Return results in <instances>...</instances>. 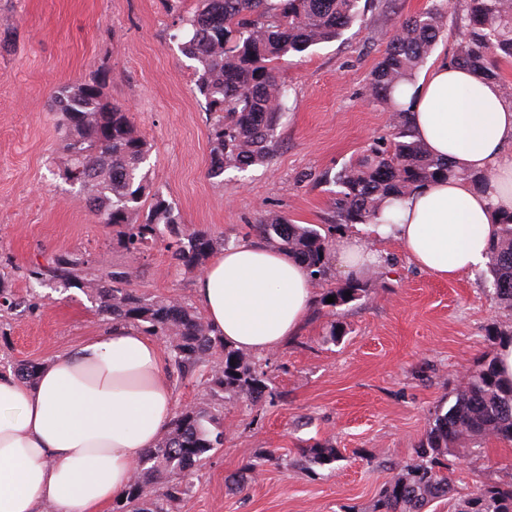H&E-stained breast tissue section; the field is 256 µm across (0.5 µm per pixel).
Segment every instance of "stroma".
Segmentation results:
<instances>
[{"mask_svg":"<svg viewBox=\"0 0 512 512\" xmlns=\"http://www.w3.org/2000/svg\"><path fill=\"white\" fill-rule=\"evenodd\" d=\"M428 4L369 0L363 27L285 65L289 102L273 158L218 184L207 177L215 114L194 86V61L171 38L196 0H0V272L17 300L0 307V372L22 360L46 363L111 326L89 291L30 281V269L52 255L127 267L131 288L193 300L194 275L177 269L164 246L129 261L85 192L64 180L67 155L51 110L59 87L107 72L106 100L132 113L151 146L150 189L189 227L239 238L268 209L324 224L329 195L313 177L389 135V112L366 97L368 78L398 18ZM377 248L383 262L368 296L338 315V343L324 342L326 319H313L301 336L261 354L278 398L225 402L224 446L178 512H368L384 484L415 463L431 411L497 352L490 333L511 327L512 311L496 307L483 270L440 281L399 243ZM316 442L336 448L339 461L302 467L298 449ZM270 451L282 465L266 462ZM449 467L461 496L488 480L512 482V446L489 441L457 452Z\"/></svg>","mask_w":512,"mask_h":512,"instance_id":"obj_1","label":"stroma"}]
</instances>
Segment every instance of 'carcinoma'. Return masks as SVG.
I'll return each mask as SVG.
<instances>
[{
  "label": "carcinoma",
  "instance_id": "carcinoma-1",
  "mask_svg": "<svg viewBox=\"0 0 512 512\" xmlns=\"http://www.w3.org/2000/svg\"><path fill=\"white\" fill-rule=\"evenodd\" d=\"M365 10L362 0H197L193 12L179 17L171 38L181 40L184 54L197 62L195 85L216 112L209 132V178L222 183L228 170L245 172L270 160L288 102L280 76L283 61L366 24ZM454 12L463 33L448 63L480 79H496L492 62L512 60V0H458ZM447 20L448 0H432L391 30L366 94L390 112L392 131L337 172L319 176V183L329 186V223L295 224L279 211L266 210L251 225L260 243L308 269L319 287L317 318L338 314V308L368 292L364 280L332 284L329 257L336 230L373 224L386 203L427 182L458 176L415 138L394 101L396 90L413 80L435 50ZM103 82L98 74L54 95L60 141L69 156L65 177L81 185L90 211L98 223L112 226L113 243L128 257L162 242L176 266L197 273L232 241L187 227L166 199L148 195L142 174L148 144L132 113L105 101ZM495 224L488 247L489 284L496 303L511 310L512 212L498 215ZM131 276L127 269L96 274L88 260L74 255H54L29 272L39 285L90 289L99 312L113 324L167 338L169 364L178 378L200 379L209 403L176 410L167 434L146 452L112 506V512H170L187 494L189 478L207 454L224 445V400L257 403L276 393L262 368L217 336L197 308L140 293L129 287ZM330 296L332 303L326 302ZM489 440L512 444V381L500 379L494 356L467 372L453 404L436 406L416 451L418 462L382 487L371 512H426L437 499L454 500L453 512H512V483H483L454 498L444 460L466 442L479 446ZM299 453L314 465L338 459L336 448L319 443Z\"/></svg>",
  "mask_w": 512,
  "mask_h": 512
}]
</instances>
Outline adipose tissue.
I'll return each mask as SVG.
<instances>
[{
    "mask_svg": "<svg viewBox=\"0 0 512 512\" xmlns=\"http://www.w3.org/2000/svg\"><path fill=\"white\" fill-rule=\"evenodd\" d=\"M395 99L415 137L458 175L420 186L377 223L345 234L340 270L364 278L380 261L372 238L397 241L438 280L484 266L496 216L512 211V99L444 60ZM469 172L488 174L486 186L473 187ZM194 296L225 342L262 354L302 333L314 288L301 264L246 237L212 257ZM174 415L168 363L130 326L56 353L32 381L0 373V512H106Z\"/></svg>",
    "mask_w": 512,
    "mask_h": 512,
    "instance_id": "ef3b65f1",
    "label": "adipose tissue"
}]
</instances>
